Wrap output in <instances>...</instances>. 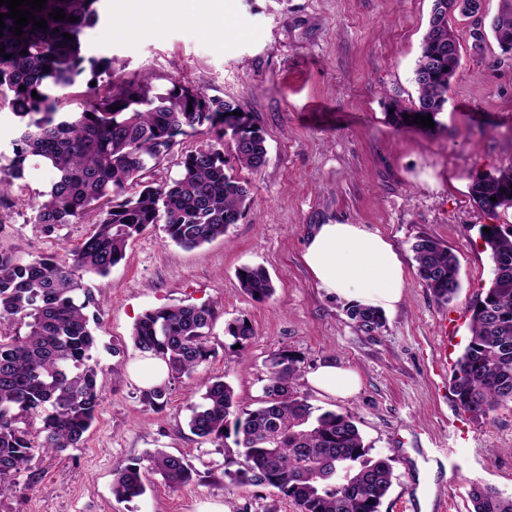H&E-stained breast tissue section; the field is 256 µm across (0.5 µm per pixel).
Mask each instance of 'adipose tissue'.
<instances>
[{"mask_svg":"<svg viewBox=\"0 0 512 512\" xmlns=\"http://www.w3.org/2000/svg\"><path fill=\"white\" fill-rule=\"evenodd\" d=\"M304 263L319 288L346 302L396 310L407 286L402 258L392 242L362 224H319L310 234ZM317 391L339 398L356 394L359 373L327 362L308 375Z\"/></svg>","mask_w":512,"mask_h":512,"instance_id":"ef3b65f1","label":"adipose tissue"}]
</instances>
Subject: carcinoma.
Segmentation results:
<instances>
[{"label": "carcinoma", "mask_w": 512, "mask_h": 512, "mask_svg": "<svg viewBox=\"0 0 512 512\" xmlns=\"http://www.w3.org/2000/svg\"><path fill=\"white\" fill-rule=\"evenodd\" d=\"M100 0H47L34 12L47 30L29 23L22 36L11 31L15 20L3 18L0 30V98L20 119L7 173L21 175L31 156L51 164L56 179L44 199L31 205L34 223L49 235L93 213L96 221L72 257L54 254L21 262L0 254V494L12 490L6 479L28 465L38 448L63 452L77 448L96 418L102 399L92 351L101 309L91 275L105 277L126 258L129 241L161 224L168 238L184 250L209 244L226 234L250 204V184L226 172L224 138H229L237 168L253 173L266 164L260 127L224 99H209L199 89L171 82L158 91L152 78L121 85L108 93L95 88L81 111H60L50 86L70 87L81 75L82 36L100 21ZM448 0H432L428 26L413 71L417 101L394 105L399 123L415 116H436L460 64L448 67V39L459 41L450 23ZM491 23L500 47L512 48V0ZM63 10L65 19L50 16ZM76 21H70V18ZM74 36L69 40L64 34ZM27 54H22V51ZM10 58H4V54ZM37 96H32V92ZM206 127L211 142L181 155L178 177L164 183L144 175L166 159L176 138ZM512 184V171L480 176L470 195L485 212L502 207L501 189ZM490 251L493 278L472 307L470 340L454 363L450 390L457 405L474 420L490 418L512 403V226H491L481 233ZM416 274L431 295L450 302L460 288L458 264L447 245L420 236L412 245ZM242 291L254 301L275 292L262 266L237 273ZM351 319L373 330L383 313L352 306ZM215 310L208 305L163 306L146 311L132 333L136 349L166 361L171 377H190L212 356ZM26 327L25 333L19 328ZM245 349L255 336L252 324L237 319L227 327ZM303 358L283 347L268 359L267 383L260 406L239 408L232 387L213 381L192 407L189 429L219 446L234 436L244 457L239 467L224 469L230 483L273 487L299 512H380L394 474L392 460L372 458L351 412L315 413L296 391ZM51 412L33 432L24 419ZM160 475L171 487L190 483L196 470L183 458L162 451L148 453L113 471L112 494L131 501L146 492L145 474ZM473 512H512V496L475 482L469 493Z\"/></svg>", "instance_id": "cac0c4a2"}]
</instances>
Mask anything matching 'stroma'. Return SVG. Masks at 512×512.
<instances>
[{"label": "stroma", "instance_id": "35a3bbf8", "mask_svg": "<svg viewBox=\"0 0 512 512\" xmlns=\"http://www.w3.org/2000/svg\"><path fill=\"white\" fill-rule=\"evenodd\" d=\"M105 16L83 43L85 57L108 58L112 71L98 92L149 74L161 89L172 82L238 105L264 131L267 162L251 181V203L224 238L186 251L162 228L130 241L124 262L92 278L102 294L93 358L103 398L81 447L43 450L0 496V512H298L277 489L237 486L224 476L238 460L191 434L190 408L216 379L253 408L263 396L268 356L287 347L303 359L296 389L324 410L352 411L371 456L393 461V484L380 512H470L469 490L483 481L512 494V404L475 421L449 391L455 361L467 343L470 309L488 288L492 262L479 230L512 225V208L490 214L472 201L480 174L512 168V61L495 40L483 55L463 48L448 102L433 128L401 126L392 103L411 106L413 69L431 0H213L207 23L163 22L159 32L121 27L125 0H103ZM55 179L43 158L29 157L20 177L0 185V254L30 260L69 257L94 222L86 217L43 234L31 203ZM318 224H362L401 254L407 287L386 323L365 330L344 300L317 288L302 254ZM428 236L448 245L460 289L437 301L416 275L411 246ZM264 266L274 295L257 302L236 272ZM211 305L214 352L191 377L167 379V403L150 406L129 375L139 352L134 324L147 310ZM249 320L255 336L234 348L226 328ZM356 370L353 397L314 390L307 373L326 361ZM161 449L185 458L193 481L169 488L146 479L144 496L112 494L113 470ZM445 458L442 467L426 464Z\"/></svg>", "mask_w": 512, "mask_h": 512}]
</instances>
